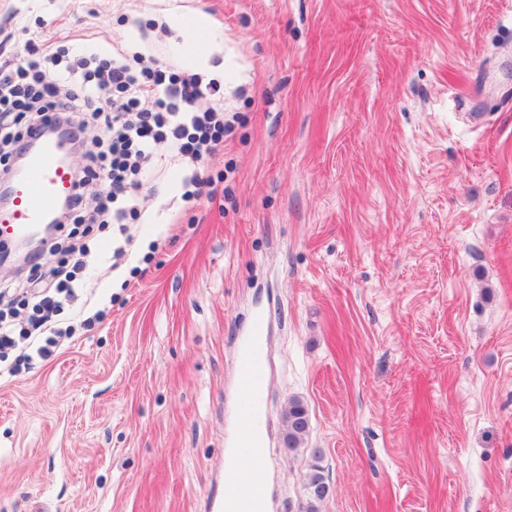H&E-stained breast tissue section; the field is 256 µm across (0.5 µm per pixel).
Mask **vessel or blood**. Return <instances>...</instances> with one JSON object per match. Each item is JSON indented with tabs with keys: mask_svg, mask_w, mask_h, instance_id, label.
Segmentation results:
<instances>
[{
	"mask_svg": "<svg viewBox=\"0 0 512 512\" xmlns=\"http://www.w3.org/2000/svg\"><path fill=\"white\" fill-rule=\"evenodd\" d=\"M68 143L49 130H41L31 141L22 166L13 176V207L0 213V240L22 241L37 234L48 223L55 207L67 203L76 193V177L65 157ZM269 321L262 312L251 315L244 332L242 348L237 357V380L244 395L242 421L236 433V448L240 455L251 456L254 465L263 457L252 456L254 436L246 425L247 419L262 407L263 393L269 370L265 338ZM267 496L263 491L243 487L233 477H225L224 493L216 498L212 512H266Z\"/></svg>",
	"mask_w": 512,
	"mask_h": 512,
	"instance_id": "obj_1",
	"label": "vessel or blood"
}]
</instances>
